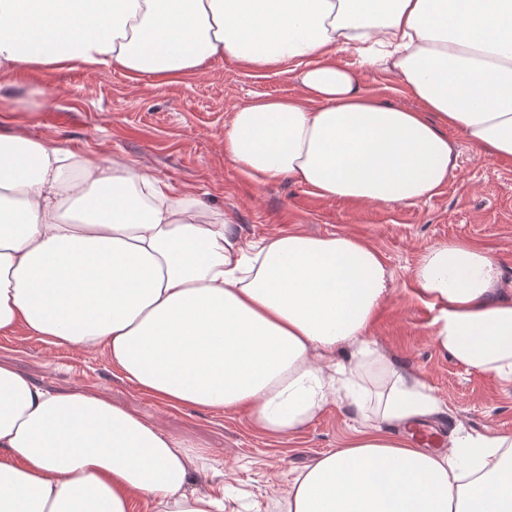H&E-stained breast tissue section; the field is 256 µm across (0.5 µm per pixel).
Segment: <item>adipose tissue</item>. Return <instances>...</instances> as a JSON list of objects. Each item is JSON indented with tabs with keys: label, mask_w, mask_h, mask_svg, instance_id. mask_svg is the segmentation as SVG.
Masks as SVG:
<instances>
[{
	"label": "adipose tissue",
	"mask_w": 512,
	"mask_h": 512,
	"mask_svg": "<svg viewBox=\"0 0 512 512\" xmlns=\"http://www.w3.org/2000/svg\"><path fill=\"white\" fill-rule=\"evenodd\" d=\"M354 50L358 60L342 63ZM230 59L299 66L301 92L237 109L224 154L255 184L289 179L353 206L414 204L455 170V129L512 163V0H0V70L77 66L173 82ZM399 77L416 105L364 90ZM0 113V335L102 349L166 406L248 413L286 436L342 402L344 447L288 481L287 512H512V437L444 451L408 429L440 407L371 331L392 291L383 254L291 228L246 240L223 211L122 157L13 134ZM487 250H425L415 297L439 350L512 382V295ZM197 457L100 394L47 389L0 363V512H224L191 492Z\"/></svg>",
	"instance_id": "1"
}]
</instances>
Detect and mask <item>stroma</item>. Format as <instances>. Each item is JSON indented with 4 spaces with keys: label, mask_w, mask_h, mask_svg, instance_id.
<instances>
[{
    "label": "stroma",
    "mask_w": 512,
    "mask_h": 512,
    "mask_svg": "<svg viewBox=\"0 0 512 512\" xmlns=\"http://www.w3.org/2000/svg\"><path fill=\"white\" fill-rule=\"evenodd\" d=\"M0 88L25 102L12 124L16 134L95 159L125 157L177 192L222 210L245 239L297 227L374 245L394 284L373 338L390 360L420 375L438 401V447H447L456 427L465 434L512 435V385L468 372L438 351L428 327L432 314L411 293L421 252L450 239L490 251L503 265V288L512 292V165L482 157L452 130L457 168L445 191L414 205L355 208L285 178L252 185L224 156V125L232 112L263 98L299 94L289 67L257 76L225 59L162 85L116 70L0 73ZM0 363L49 389L104 394L167 435L199 446L206 462L192 487L223 498L224 512H282L290 472L343 447L361 425L336 403L294 434L271 437L250 426L246 411L168 407L120 380L101 353L22 333L0 336Z\"/></svg>",
    "instance_id": "1"
}]
</instances>
